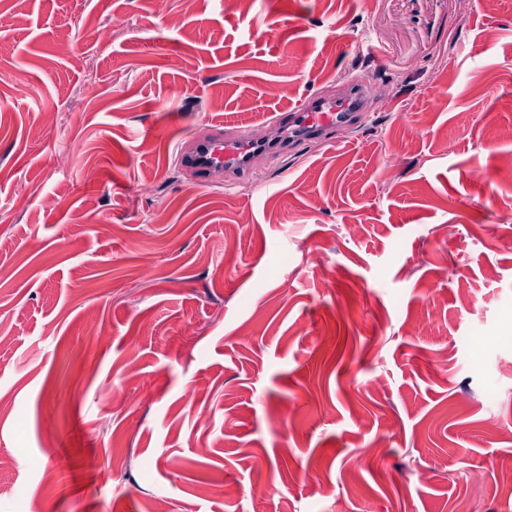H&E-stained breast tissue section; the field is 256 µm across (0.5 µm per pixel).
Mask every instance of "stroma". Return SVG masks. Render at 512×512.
<instances>
[{
  "instance_id": "stroma-1",
  "label": "stroma",
  "mask_w": 512,
  "mask_h": 512,
  "mask_svg": "<svg viewBox=\"0 0 512 512\" xmlns=\"http://www.w3.org/2000/svg\"><path fill=\"white\" fill-rule=\"evenodd\" d=\"M0 14V512H512V0ZM358 78L357 126L179 160Z\"/></svg>"
}]
</instances>
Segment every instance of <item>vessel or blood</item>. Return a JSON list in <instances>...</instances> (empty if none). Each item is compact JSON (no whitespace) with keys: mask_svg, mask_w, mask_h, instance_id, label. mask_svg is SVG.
I'll list each match as a JSON object with an SVG mask.
<instances>
[{"mask_svg":"<svg viewBox=\"0 0 512 512\" xmlns=\"http://www.w3.org/2000/svg\"><path fill=\"white\" fill-rule=\"evenodd\" d=\"M370 109L368 89L353 84L341 97L313 95L281 114V134L276 140L265 144L257 142L244 129L228 136L217 132L195 139L189 149L181 152L180 160L200 182L220 165L232 172L244 173L259 157L285 153L289 146L316 137L332 125L355 124L357 118Z\"/></svg>","mask_w":512,"mask_h":512,"instance_id":"b4317fda","label":"vessel or blood"}]
</instances>
